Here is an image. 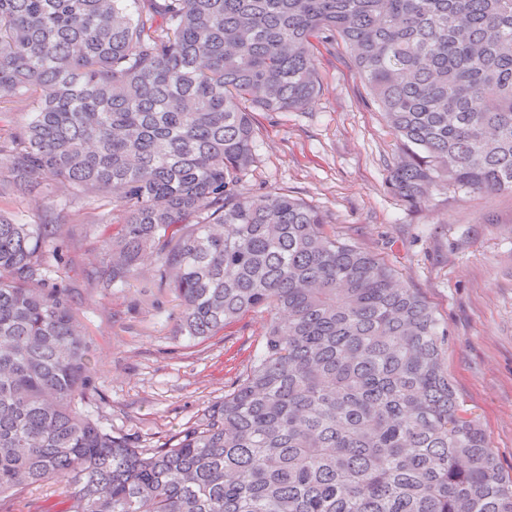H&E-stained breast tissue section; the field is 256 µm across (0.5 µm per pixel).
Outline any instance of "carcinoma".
<instances>
[{
    "label": "carcinoma",
    "mask_w": 512,
    "mask_h": 512,
    "mask_svg": "<svg viewBox=\"0 0 512 512\" xmlns=\"http://www.w3.org/2000/svg\"><path fill=\"white\" fill-rule=\"evenodd\" d=\"M331 39L400 144L391 191H512V0H0V104L32 102L9 183L111 196L95 287L151 269L194 340L267 315L235 387L148 447L83 408L64 225L0 215V512L52 480L69 512H512L428 301L302 199L239 190L253 114L305 110Z\"/></svg>",
    "instance_id": "cac0c4a2"
}]
</instances>
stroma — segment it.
Here are the masks:
<instances>
[{
	"label": "stroma",
	"mask_w": 512,
	"mask_h": 512,
	"mask_svg": "<svg viewBox=\"0 0 512 512\" xmlns=\"http://www.w3.org/2000/svg\"><path fill=\"white\" fill-rule=\"evenodd\" d=\"M323 89L302 112H258L245 193L275 190L319 210L329 232L383 258L448 328V374L465 410L512 469V193L433 192L412 207L386 182L397 141L339 50L319 58ZM108 199L70 203L55 183L29 194L0 190V215L21 224L59 222L52 276L71 288L92 345L101 398L89 411L113 432L158 445L223 398L260 351L263 317L244 316L190 341L179 303L145 273L102 295L89 278L111 235Z\"/></svg>",
	"instance_id": "35a3bbf8"
}]
</instances>
